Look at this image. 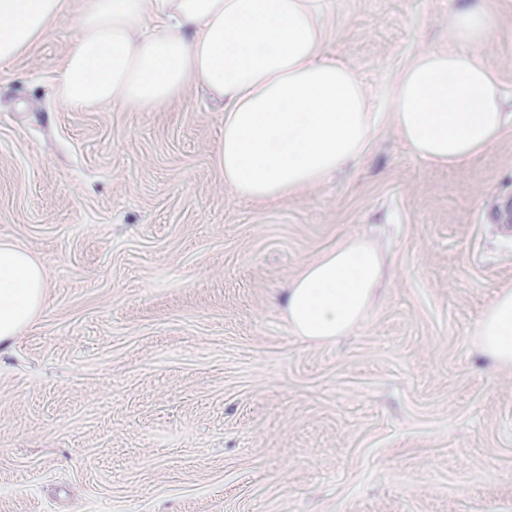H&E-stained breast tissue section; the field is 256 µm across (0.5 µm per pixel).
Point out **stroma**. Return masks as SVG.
<instances>
[{
	"mask_svg": "<svg viewBox=\"0 0 512 512\" xmlns=\"http://www.w3.org/2000/svg\"><path fill=\"white\" fill-rule=\"evenodd\" d=\"M478 50L512 93V0ZM80 0L0 62V243L44 264L0 346V512H512V370L475 330L512 286V128L439 166L382 125L356 168L263 203L224 185V114L58 100ZM454 0H323L329 50L380 97L448 44ZM348 237L387 283L366 322L297 336L289 278Z\"/></svg>",
	"mask_w": 512,
	"mask_h": 512,
	"instance_id": "1",
	"label": "stroma"
}]
</instances>
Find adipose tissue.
Segmentation results:
<instances>
[{
	"instance_id": "ef3b65f1",
	"label": "adipose tissue",
	"mask_w": 512,
	"mask_h": 512,
	"mask_svg": "<svg viewBox=\"0 0 512 512\" xmlns=\"http://www.w3.org/2000/svg\"><path fill=\"white\" fill-rule=\"evenodd\" d=\"M63 0H0V62L48 39ZM488 0L448 14L447 49L411 57L375 111L355 72L333 61L318 0H82L63 63L62 105L156 112L189 84L224 105V185L236 196L290 198L322 185L366 152L387 122L417 156L451 164L489 150L512 127L477 49L495 31ZM384 278L379 249L346 238L289 281L284 309L297 336L328 343L367 319ZM47 275L27 250L0 244V345L39 313ZM479 352L512 367V289H500L478 328Z\"/></svg>"
}]
</instances>
